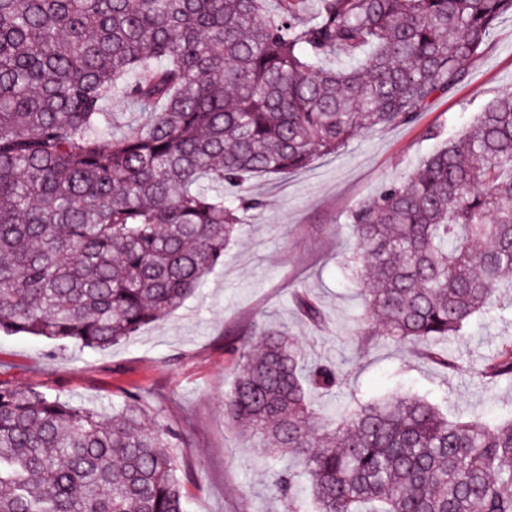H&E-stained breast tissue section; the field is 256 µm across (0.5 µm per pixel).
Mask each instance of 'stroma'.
<instances>
[{"label":"stroma","instance_id":"35a3bbf8","mask_svg":"<svg viewBox=\"0 0 512 512\" xmlns=\"http://www.w3.org/2000/svg\"><path fill=\"white\" fill-rule=\"evenodd\" d=\"M510 93L512 16L505 14L469 64L465 82L435 95L414 122L363 134L307 168L251 178L246 191L261 200V208L251 212L243 236L181 307L105 350L0 333V381L35 386L95 411L111 408L126 393L141 394L150 417L188 438L180 466L195 470L197 482L189 488L187 512L281 508L267 490L271 462L264 450L224 417V394L239 372L232 342L261 321L286 324L308 355L343 364L346 389L316 397L321 411L358 389L374 400L422 396L463 421L475 414L496 418L512 407V381L486 386L466 373L451 375L383 339L359 352L353 331L361 300L345 277V264L358 251L350 213L439 147L428 130L466 128L487 103ZM298 290L321 306V328L295 309ZM505 339L512 340V320L479 319L446 346L460 360L477 363Z\"/></svg>","mask_w":512,"mask_h":512}]
</instances>
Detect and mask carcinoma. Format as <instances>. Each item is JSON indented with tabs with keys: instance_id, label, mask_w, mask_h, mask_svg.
I'll list each match as a JSON object with an SVG mask.
<instances>
[{
	"instance_id": "cac0c4a2",
	"label": "carcinoma",
	"mask_w": 512,
	"mask_h": 512,
	"mask_svg": "<svg viewBox=\"0 0 512 512\" xmlns=\"http://www.w3.org/2000/svg\"><path fill=\"white\" fill-rule=\"evenodd\" d=\"M0 0V332L102 350L191 297L260 202L255 175L411 123L466 78L512 0ZM336 59V67L323 65ZM143 119L114 129L112 100ZM355 335L484 385L512 340L463 366L438 342L512 309V95L355 209ZM302 317L324 321L306 293ZM224 417L280 464L284 512H512V409L489 426L426 398L351 394L288 328L240 338ZM128 394L112 415L0 382V512H185L181 433ZM306 478L310 497L296 489Z\"/></svg>"
}]
</instances>
